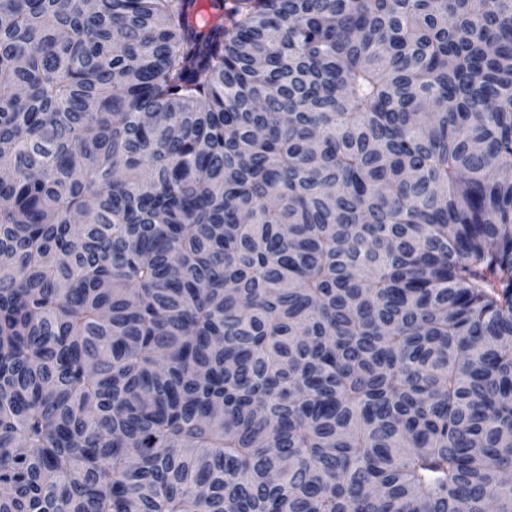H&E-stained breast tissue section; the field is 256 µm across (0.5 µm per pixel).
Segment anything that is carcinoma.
<instances>
[{
    "label": "carcinoma",
    "mask_w": 512,
    "mask_h": 512,
    "mask_svg": "<svg viewBox=\"0 0 512 512\" xmlns=\"http://www.w3.org/2000/svg\"><path fill=\"white\" fill-rule=\"evenodd\" d=\"M0 0V512H512V0Z\"/></svg>",
    "instance_id": "obj_1"
}]
</instances>
